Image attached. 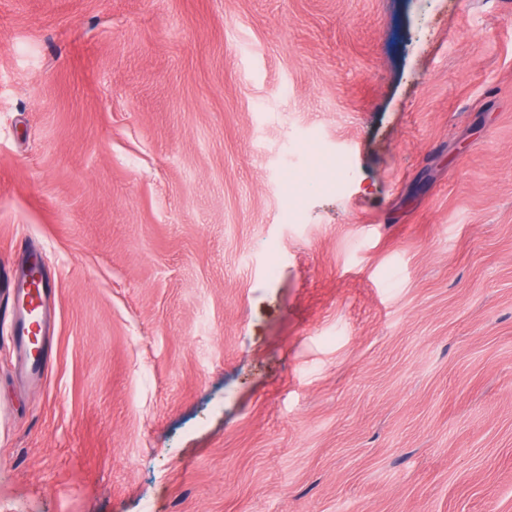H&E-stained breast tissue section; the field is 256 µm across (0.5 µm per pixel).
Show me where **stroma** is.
<instances>
[{"instance_id":"35a3bbf8","label":"stroma","mask_w":512,"mask_h":512,"mask_svg":"<svg viewBox=\"0 0 512 512\" xmlns=\"http://www.w3.org/2000/svg\"><path fill=\"white\" fill-rule=\"evenodd\" d=\"M0 512H512V0H0ZM0 280L6 283L8 288L11 286L14 288V304L11 311L14 324L12 340L18 349L21 367L27 375L41 378L44 370L45 336L48 334L53 318V308L50 295L46 290L45 276L41 288H39V304L33 310H30L27 303L29 290L25 287L27 282L25 270L2 267ZM34 328H37L41 335L42 348L39 353L33 351L31 343V336L35 334Z\"/></svg>"}]
</instances>
